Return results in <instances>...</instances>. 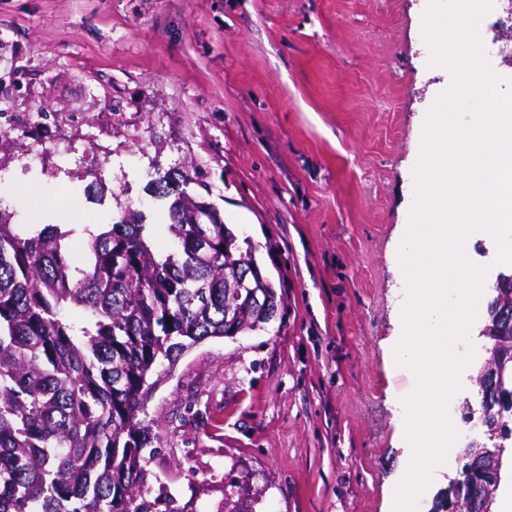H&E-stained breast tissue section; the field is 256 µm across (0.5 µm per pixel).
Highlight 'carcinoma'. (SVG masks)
<instances>
[{
  "label": "carcinoma",
  "instance_id": "obj_1",
  "mask_svg": "<svg viewBox=\"0 0 512 512\" xmlns=\"http://www.w3.org/2000/svg\"><path fill=\"white\" fill-rule=\"evenodd\" d=\"M191 183L178 169L151 180L153 198L169 200L164 254L139 210L86 229L79 263L70 232L0 210V512H152L144 450L158 435L140 415L156 369L264 329L261 307L224 324L238 289L284 303L257 246L213 205L211 223H196ZM505 394L487 418L512 434V386ZM479 492L466 463L459 493Z\"/></svg>",
  "mask_w": 512,
  "mask_h": 512
}]
</instances>
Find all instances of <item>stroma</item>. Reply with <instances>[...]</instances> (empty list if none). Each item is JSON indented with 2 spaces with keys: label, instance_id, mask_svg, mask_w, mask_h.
Listing matches in <instances>:
<instances>
[{
  "label": "stroma",
  "instance_id": "obj_1",
  "mask_svg": "<svg viewBox=\"0 0 512 512\" xmlns=\"http://www.w3.org/2000/svg\"><path fill=\"white\" fill-rule=\"evenodd\" d=\"M428 0H0V207L20 224L147 223V185L192 189L283 279L266 330L183 354L145 404L157 512H386L404 465L393 366L422 116L451 84L429 63ZM68 143L74 157L57 154ZM101 179L102 198L86 187ZM448 410L460 450L469 373Z\"/></svg>",
  "mask_w": 512,
  "mask_h": 512
}]
</instances>
